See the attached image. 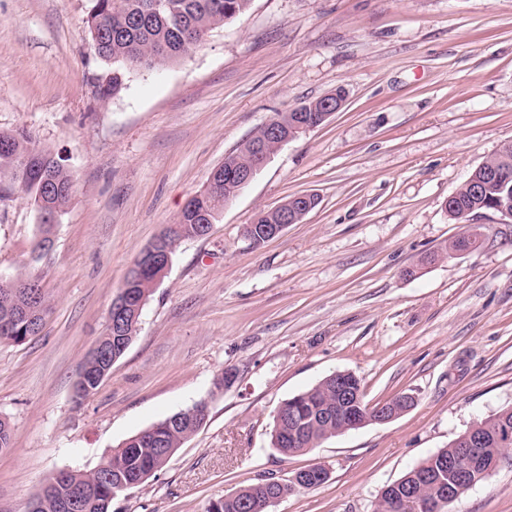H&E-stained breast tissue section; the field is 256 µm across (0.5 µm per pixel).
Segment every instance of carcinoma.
<instances>
[{
    "instance_id": "1",
    "label": "carcinoma",
    "mask_w": 512,
    "mask_h": 512,
    "mask_svg": "<svg viewBox=\"0 0 512 512\" xmlns=\"http://www.w3.org/2000/svg\"><path fill=\"white\" fill-rule=\"evenodd\" d=\"M250 0H92L88 15L91 41L99 43L96 56L104 63H120L126 68H155L184 59L217 27L243 13ZM94 84L99 99L116 96L123 89L122 74L114 69L95 76ZM10 149L0 151V202L12 198L21 191L28 195L38 210L61 214L73 195L72 176L64 159L39 146L31 133L18 128L0 132V144ZM227 160L242 167L252 164L253 153L249 143L230 152ZM486 167L504 172L508 182L486 183L477 194L474 185L463 183L457 190L449 219L461 222L464 214L492 210L500 202L509 204L512 210V142L504 144L494 156L486 160ZM235 197L232 185L222 182L218 189H204L193 198L194 209L181 210L173 231L165 227L160 236L169 238L183 232L191 234L196 225L210 216L216 220L224 211V203ZM480 247L479 233L469 228L449 245L453 251L467 252ZM156 283V270L147 266L130 272L124 280L127 289V315L142 297L150 296ZM24 302L22 293L7 292L0 288V324L14 314ZM138 329L126 326L121 331L105 329L99 339L112 350V355H124ZM294 404L303 420L302 428L292 434L294 427L283 421L281 427H272L271 446L283 456L310 452L322 442L343 435L351 428L348 422L336 416V374L323 378L312 388L283 401ZM209 406L199 400L191 407L172 414L162 421L134 434L121 444V450L112 457V479H92L87 471L72 470L66 481L53 491L38 498L36 512H62V502L77 491L84 492L83 512H112L109 497L112 485L117 482L135 481L146 474H156L170 460V449L181 448L206 422ZM512 427V407L504 408L472 426L484 439L485 463L501 456L506 448H512V439L502 443L497 438L501 421ZM456 451L455 443L429 455L409 469L398 482L414 485L423 474H437L439 462ZM319 483L309 481L303 485L292 480L276 481L264 477L231 494L209 502L206 512H268L267 494L277 492L285 498L296 489H314Z\"/></svg>"
}]
</instances>
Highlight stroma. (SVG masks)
<instances>
[{"instance_id": "stroma-1", "label": "stroma", "mask_w": 512, "mask_h": 512, "mask_svg": "<svg viewBox=\"0 0 512 512\" xmlns=\"http://www.w3.org/2000/svg\"><path fill=\"white\" fill-rule=\"evenodd\" d=\"M89 0H0V131L30 130L66 161L74 196L36 256L38 213L0 202V278L38 277V335L0 343V512L47 477L91 471L128 437L206 398L203 427L112 512H204L269 476L330 477L270 512H373L386 485L512 407V222L445 202L512 142V0H250L184 60L126 71L95 95ZM344 87V107L283 146L200 238L183 241L141 328L97 393L75 401L86 353L136 257L211 171L276 113ZM319 205L263 246L243 235L288 196ZM416 276H409V269ZM233 370L223 391L214 382ZM336 371L374 405L413 409L283 456L285 399ZM455 512H512V453ZM94 87L96 94L100 100H106L116 96L123 89L122 74L112 69V72H103L95 76Z\"/></svg>"}]
</instances>
